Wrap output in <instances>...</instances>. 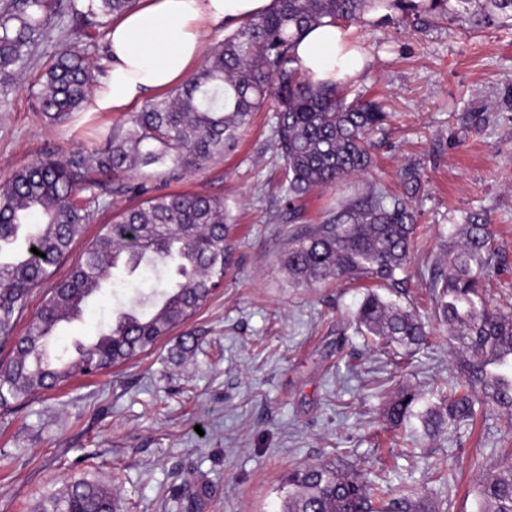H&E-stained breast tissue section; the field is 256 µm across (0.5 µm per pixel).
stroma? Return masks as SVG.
Segmentation results:
<instances>
[{"label":"stroma","mask_w":512,"mask_h":512,"mask_svg":"<svg viewBox=\"0 0 512 512\" xmlns=\"http://www.w3.org/2000/svg\"><path fill=\"white\" fill-rule=\"evenodd\" d=\"M352 30L373 60L347 85L348 96L381 101L389 114L371 136L368 172L288 202L276 119L264 109L235 151L200 168L139 166L126 174L124 192L83 193L97 216L92 234L156 195L224 198L234 265L186 324L198 347L181 361L170 360L169 337L0 413V512H31L69 479L114 482L124 512H280L288 471L319 462L388 482L397 497L416 489L427 512H479V473L512 449L502 413L483 408L432 437L419 419L448 397V369L459 362L453 348L436 335L410 357L377 350L352 324L368 282L293 288L280 258L336 200L381 188L400 193L398 174L414 164L423 175L411 201L420 214L415 251L404 283L379 294L439 327L428 282L441 234L481 212L508 265L487 296L512 309V22L451 16L416 30L392 9ZM71 38L67 18L53 16L31 63L0 98V181L40 156L99 146L128 118L78 112L52 122L38 112L41 75ZM141 288L131 278L104 289L62 337L92 341ZM401 388L417 402L394 426L383 408Z\"/></svg>","instance_id":"obj_1"}]
</instances>
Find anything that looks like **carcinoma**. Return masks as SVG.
Wrapping results in <instances>:
<instances>
[{
	"instance_id": "carcinoma-1",
	"label": "carcinoma",
	"mask_w": 512,
	"mask_h": 512,
	"mask_svg": "<svg viewBox=\"0 0 512 512\" xmlns=\"http://www.w3.org/2000/svg\"><path fill=\"white\" fill-rule=\"evenodd\" d=\"M467 12L480 3L490 16L512 19V0H455ZM62 0H11L0 10V95L24 70ZM136 0H67L74 40L57 50L42 75L39 110L52 122L80 110L96 80L87 61L99 29L131 11ZM397 9L414 23L448 16V0H274V7L244 22L210 51L205 65L181 85L151 99L106 142L63 160L45 155L0 183V346L13 356L0 364V411L35 394L125 362L152 348L187 321L224 280L233 251L224 199L202 192L155 196L102 226L55 283L41 310L15 334L29 294L69 256L94 214L78 194L103 188L99 177H119L139 164L170 161L198 168L233 151L253 113L272 105L277 146L285 160L288 201L332 187L372 166L369 135L387 113L374 101L346 100L341 87L313 82L292 53L302 32L323 19L359 22L370 10ZM402 196L381 192L339 201L315 228L290 240L283 258L292 285L315 288L343 278L397 285L411 258L418 215L409 199L418 192L415 166L399 172ZM492 225L473 213L450 227L429 288L448 343L459 351L460 380L451 403L422 416L424 433L451 430L491 405L512 431V314L487 305L485 280L497 269ZM45 254L40 257L31 248ZM171 269L174 277L113 312L90 343L57 335L79 319L115 269ZM358 333L385 349L411 354L428 332L413 312L370 290L355 313ZM416 395L400 391L384 409L399 423L412 414ZM281 512H420L418 493L387 500L389 489L366 485L332 463L288 472ZM484 512H512V457L478 479ZM33 512H119L112 486L78 479L43 495Z\"/></svg>"
}]
</instances>
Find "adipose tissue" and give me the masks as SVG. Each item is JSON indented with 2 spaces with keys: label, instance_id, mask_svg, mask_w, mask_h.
Listing matches in <instances>:
<instances>
[{
  "label": "adipose tissue",
  "instance_id": "obj_1",
  "mask_svg": "<svg viewBox=\"0 0 512 512\" xmlns=\"http://www.w3.org/2000/svg\"><path fill=\"white\" fill-rule=\"evenodd\" d=\"M274 0H142L106 32L110 66L89 95L88 112H122L183 82L204 54L216 27H240L272 8ZM304 73L316 82H356L371 57L351 29L325 22L293 47Z\"/></svg>",
  "mask_w": 512,
  "mask_h": 512
}]
</instances>
